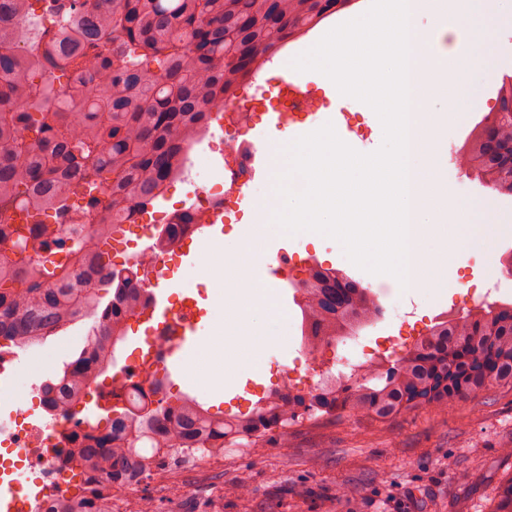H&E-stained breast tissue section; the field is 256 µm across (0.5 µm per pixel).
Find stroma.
<instances>
[{"label": "stroma", "instance_id": "stroma-1", "mask_svg": "<svg viewBox=\"0 0 512 512\" xmlns=\"http://www.w3.org/2000/svg\"><path fill=\"white\" fill-rule=\"evenodd\" d=\"M335 23V16H328L303 36L290 39L264 66L262 76L282 79L289 60L311 48ZM497 89L494 80L481 82L477 102L454 126L449 151L459 150L474 125L495 108ZM454 164L451 158L437 159L436 197L465 204L478 219L492 220L498 231L496 253L512 251V195L483 185L466 169L450 174ZM265 244L283 246L293 256L288 281L277 291L288 318L287 347L272 352L260 349L257 367L241 369L234 386L214 394L199 392L185 378L168 376L171 396L188 394L207 406L247 412L263 389L282 383V369L313 364L303 383L304 388H313L327 372L336 371L340 357L387 362L392 358L391 342L415 339L436 320L466 307L461 293L448 284L435 298L401 296L381 276L344 259L341 245L322 235L273 236ZM311 263L343 270L370 288L382 308L374 324L360 329L354 338L325 346L312 361L302 349V316L293 288ZM453 276L475 294L484 293L490 279L487 254L474 246L464 249ZM88 328V323H79L26 351L33 368L31 381L38 384L59 377L64 364L83 347ZM511 439L512 390L506 388L463 398L446 416L420 410L379 423L359 421L340 411L291 426L287 443L273 438L246 451L228 448L210 462L172 470L170 483L183 490L178 499H169L161 485L149 494L156 512H492L497 487L512 477V457L501 452ZM465 464L471 471L461 481L457 473ZM239 484L247 487L246 496L226 494V487Z\"/></svg>", "mask_w": 512, "mask_h": 512}]
</instances>
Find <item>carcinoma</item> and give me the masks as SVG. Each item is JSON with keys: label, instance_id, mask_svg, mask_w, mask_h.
I'll return each mask as SVG.
<instances>
[{"label": "carcinoma", "instance_id": "cac0c4a2", "mask_svg": "<svg viewBox=\"0 0 512 512\" xmlns=\"http://www.w3.org/2000/svg\"><path fill=\"white\" fill-rule=\"evenodd\" d=\"M341 0H0V347L46 341L94 319L60 380L91 381L87 354L110 364L125 338L124 321L141 281L107 251L132 211H144L182 174L187 155L224 96L244 87L284 42L336 12ZM42 9L35 50L21 47L18 20ZM466 168L488 169V187L512 194V112H488L460 148ZM112 216L94 254L85 227ZM186 218L161 228L159 241L180 240ZM67 236H62V232ZM304 345L343 340L375 323L380 305L344 273L312 267L295 284ZM512 389V303L480 305L436 322L402 356L360 365L339 384L306 392L272 390L247 416L216 411L188 396L164 394L148 412L122 401L100 412L96 445L69 466L96 467L113 483L153 468L142 440L161 448L207 445L228 436L259 444L288 440V427L348 409L388 422L425 409L453 411L459 399ZM111 451H105V447ZM60 512H112L104 491L74 485ZM494 512H512V479Z\"/></svg>", "mask_w": 512, "mask_h": 512}]
</instances>
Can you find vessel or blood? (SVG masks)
<instances>
[{
    "mask_svg": "<svg viewBox=\"0 0 512 512\" xmlns=\"http://www.w3.org/2000/svg\"><path fill=\"white\" fill-rule=\"evenodd\" d=\"M307 78L304 73L288 70L280 84V93L288 98V110L266 113L261 127L250 145L248 158L249 175L240 178L235 173H227L230 183L229 194L239 205L255 210L261 209L262 203L255 193L257 183L265 181L271 166L269 143L279 140L281 144H289L297 137L308 134L325 123H332L342 140H349L350 135L342 123V117L350 108L355 107V100L339 97V110L333 114L317 111L306 106ZM224 222L223 211L212 213L209 221L199 225L197 235L190 247L185 248L186 261L181 275H173L172 271L159 270L150 273L147 281L154 288V304L145 314V321L155 323L157 331L166 333L168 344L164 356V364L168 371L177 373L182 370L191 355L208 340L211 334V323L195 298L184 297L180 310L169 307V292L173 289H184L189 278L198 270L197 260L209 252L217 237V228ZM291 259L286 249L273 248L263 259L261 275L264 280L288 277Z\"/></svg>",
    "mask_w": 512,
    "mask_h": 512,
    "instance_id": "b4317fda",
    "label": "vessel or blood"
}]
</instances>
